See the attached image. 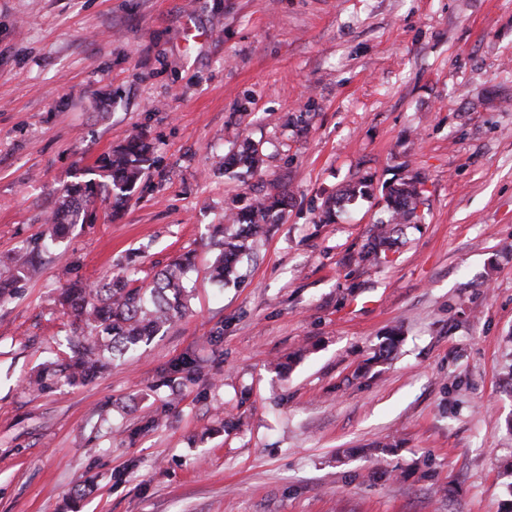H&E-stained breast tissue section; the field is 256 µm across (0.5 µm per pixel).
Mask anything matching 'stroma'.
I'll use <instances>...</instances> for the list:
<instances>
[{"label":"stroma","mask_w":512,"mask_h":512,"mask_svg":"<svg viewBox=\"0 0 512 512\" xmlns=\"http://www.w3.org/2000/svg\"><path fill=\"white\" fill-rule=\"evenodd\" d=\"M137 134L125 206L0 299V512H507L512 0H0V265ZM249 141L258 174L225 171ZM404 168L418 218L358 263L387 208L342 192ZM275 193L213 282L212 225ZM188 252L145 352L27 391L65 357L63 266L146 284Z\"/></svg>","instance_id":"35a3bbf8"}]
</instances>
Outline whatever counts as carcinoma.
<instances>
[{
	"instance_id": "cac0c4a2",
	"label": "carcinoma",
	"mask_w": 512,
	"mask_h": 512,
	"mask_svg": "<svg viewBox=\"0 0 512 512\" xmlns=\"http://www.w3.org/2000/svg\"><path fill=\"white\" fill-rule=\"evenodd\" d=\"M150 146L141 137L129 139L126 145L99 157L98 169L107 173L108 183L92 179L67 186L59 195L50 219L48 244L86 218L87 208L101 196L115 209L124 205L129 193L141 180L149 158ZM261 162L259 150L249 145L234 154L229 167H241L254 174ZM374 176L369 174L345 190V196H363L372 189ZM421 179L407 176L382 187L393 224H406L417 217ZM288 207L287 195L265 196L231 214L232 224L213 226L212 241L216 255L211 265L212 280L227 284L237 279L238 264L251 250L250 239L265 232V226ZM387 230L379 228L358 252V262L370 263L380 258L388 246ZM39 252L29 250L13 259V272L0 277V297H4L19 279L36 266ZM192 265L184 254L153 276L143 287H133L120 276H112L88 284L79 279L68 282L61 294L63 314L73 317V329L66 338L68 358L48 361L33 381L38 391L56 385L88 382L106 371L117 359L147 346L188 311L193 285L188 278Z\"/></svg>"
}]
</instances>
